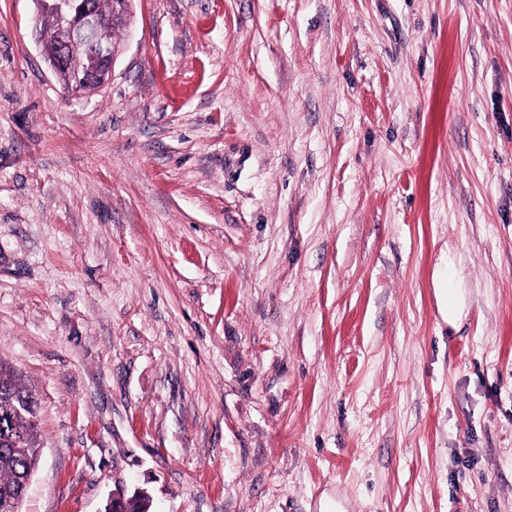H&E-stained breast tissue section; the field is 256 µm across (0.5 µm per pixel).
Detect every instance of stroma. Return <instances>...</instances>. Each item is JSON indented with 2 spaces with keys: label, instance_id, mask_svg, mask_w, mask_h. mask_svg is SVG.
I'll list each match as a JSON object with an SVG mask.
<instances>
[{
  "label": "stroma",
  "instance_id": "35a3bbf8",
  "mask_svg": "<svg viewBox=\"0 0 512 512\" xmlns=\"http://www.w3.org/2000/svg\"><path fill=\"white\" fill-rule=\"evenodd\" d=\"M35 23L0 0L22 512H512V0H133L87 94ZM456 263L454 257L448 255V283H451L453 288V293H448V301H446V294L444 299H442L443 293L440 292L439 296L441 301H443L442 305V315L445 320L448 321V325L454 326L456 322L460 319L461 313L464 309V301H465V291L463 288H456Z\"/></svg>",
  "mask_w": 512,
  "mask_h": 512
}]
</instances>
